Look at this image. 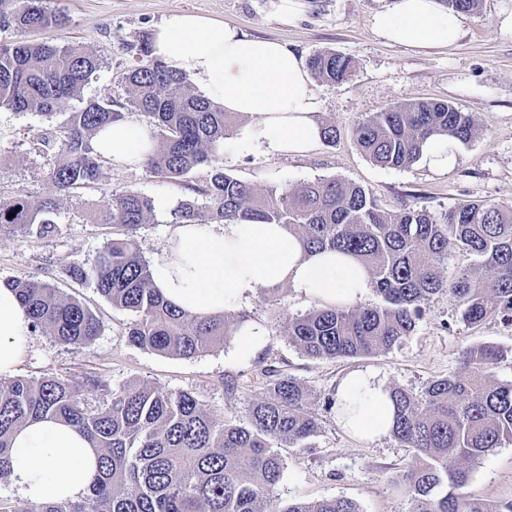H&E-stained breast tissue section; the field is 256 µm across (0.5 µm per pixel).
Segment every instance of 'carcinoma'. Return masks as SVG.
Instances as JSON below:
<instances>
[{"label": "carcinoma", "instance_id": "obj_1", "mask_svg": "<svg viewBox=\"0 0 512 512\" xmlns=\"http://www.w3.org/2000/svg\"><path fill=\"white\" fill-rule=\"evenodd\" d=\"M456 13L476 12L480 0H444ZM66 23L44 0H21L0 11V26L16 39L0 45V108L39 112L50 118L60 102L79 101L58 138V160L50 179L61 191L94 183L111 160L98 154L94 139L133 108L147 118L154 152L142 163L154 176L179 178L209 168L205 198L186 200L172 212L176 224H220L238 220L285 224L304 254L335 250L350 256L371 278L377 302L327 305L292 318L289 343L311 359L370 356L402 345L413 336L436 295H446L460 320L480 324L501 318L512 324V209L480 202L460 203L440 217L424 209H382L363 187L321 179L292 188L260 190L224 171L217 149L230 136L233 116L198 93L187 76L170 70L140 45L137 64L124 76L126 104L81 99V89L100 69V59L81 45L58 47L25 38L30 29ZM312 74L328 83L345 81L350 57L322 52L308 60ZM477 126L473 115L436 101H418L377 112L353 130L357 148L374 164L406 168L419 160L427 139L446 137L450 148L468 144ZM15 216H9V213ZM54 204L0 200V231L49 237L57 233ZM100 223L124 229L106 241L91 262L73 261L67 274L92 281L112 306L132 312L126 332L140 349L192 358L234 335L239 322L226 314H186L152 287L149 263L135 234L154 222L152 201L134 190L112 194ZM452 250L477 263L444 273ZM41 332L65 346L89 347L102 321L79 300L30 277L10 283ZM504 350L480 344L462 353L458 374L430 381L416 394L388 388L395 408L390 431L412 448L417 465L400 486L412 512H512V499L490 509L467 491L474 463L512 440V382L499 383L491 369ZM264 392L242 419H217L190 392L163 393L147 383L112 391L93 404L100 381L74 382L46 373L37 378L0 380V483L9 478L14 434L29 422L58 417L76 427L97 449L95 470L78 499H49L28 512H360L345 498L287 503L277 493L284 469L283 448L317 433L307 410L309 394L294 376L270 368Z\"/></svg>", "mask_w": 512, "mask_h": 512}]
</instances>
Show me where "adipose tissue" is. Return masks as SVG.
Wrapping results in <instances>:
<instances>
[{"label": "adipose tissue", "instance_id": "obj_1", "mask_svg": "<svg viewBox=\"0 0 512 512\" xmlns=\"http://www.w3.org/2000/svg\"><path fill=\"white\" fill-rule=\"evenodd\" d=\"M463 28V15L439 0H392L373 19L378 38L413 50L454 47ZM151 55L192 77L225 112L249 118L238 139L241 150L261 147L275 156L298 157L321 142L317 88L303 56L282 42L181 11L155 28ZM155 146L147 127L125 122L106 127L94 142L97 152L127 166L141 165ZM149 269L154 288L193 315L224 313L279 285L330 305L361 301L371 288L366 273L349 258L304 256L297 237L281 224L177 225ZM31 335V320L16 293L0 284L1 380L17 374ZM336 414L350 433L375 439L388 434L394 408L384 385L359 370L341 381ZM94 461L93 448L74 427L45 419L15 435L9 480L33 503L50 495L73 499L84 490Z\"/></svg>", "mask_w": 512, "mask_h": 512}]
</instances>
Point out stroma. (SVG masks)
I'll use <instances>...</instances> for the list:
<instances>
[{"instance_id": "35a3bbf8", "label": "stroma", "mask_w": 512, "mask_h": 512, "mask_svg": "<svg viewBox=\"0 0 512 512\" xmlns=\"http://www.w3.org/2000/svg\"><path fill=\"white\" fill-rule=\"evenodd\" d=\"M304 10L294 24L281 23L272 0H47L49 10L63 12L64 26L33 30L28 39L60 46L79 44L97 54L101 68L82 91L86 100L125 102L123 75L138 60V50L155 27L175 11H193L238 26L246 34L274 38L311 57L336 51L352 58L351 77L342 83H319V123L337 130L332 144H321L303 157H273L263 148L242 153L235 137L219 154L226 172L258 188L293 187L336 178L362 186L388 211L424 208L441 215L457 203L485 200L512 207V38L497 36L493 20L512 0H481L465 18L457 48L412 50L382 42L372 30L373 16L391 0H302ZM418 100L447 102L472 113L476 136L458 149V163L445 172L423 162L406 168L373 164L355 146L354 127L386 108ZM77 101H63L53 119L36 112L0 109V199L24 197L56 202L57 232L48 238L0 234V282L36 277L54 284L90 307L103 322L95 343L87 348L63 346L42 333L32 336L18 374L34 378L54 373L76 381L98 377L93 399L105 402L115 389L145 382L162 392H193L217 418L243 416L263 390L266 366L295 376L307 389L308 409L320 423L306 446L283 449L285 466L278 485L281 500L347 498L361 512H412L413 504L396 485L415 467L413 449L389 436L367 440L347 432L335 412L322 407L341 379L355 370L372 373L388 387L421 392L428 381L457 372L463 349L490 343L508 358L493 375L512 381V325L490 319L478 325L459 320L447 296L434 298L416 330L403 345L372 356L312 360L283 334L288 319L319 308L320 303L275 288L234 309V318L263 327L261 344L241 355L236 339L192 358H180L130 345L126 329L133 313L112 307L90 285L72 280L67 263L93 258L117 228L99 223L97 209L111 193L134 190L151 198L156 223L145 224L136 239L144 257H152L174 231L170 212L192 198L205 170L181 179L146 174L142 167L107 165L98 183L68 193L51 182L57 153L36 149L38 137L62 126ZM236 383L235 391L224 388ZM471 493L488 506L512 499V442L482 458L473 468Z\"/></svg>"}]
</instances>
